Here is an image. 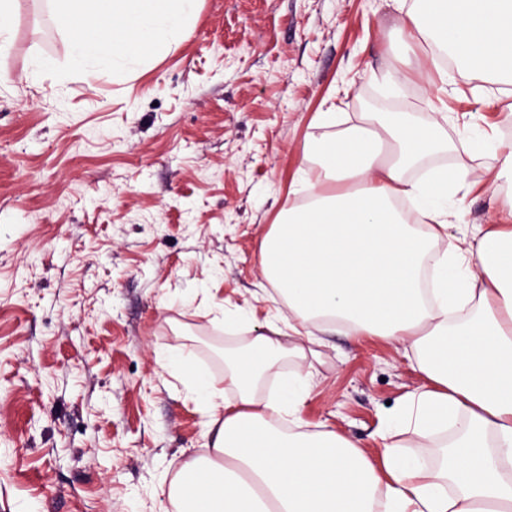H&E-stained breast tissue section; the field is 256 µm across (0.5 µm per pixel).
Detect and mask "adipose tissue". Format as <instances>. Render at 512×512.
<instances>
[{
	"mask_svg": "<svg viewBox=\"0 0 512 512\" xmlns=\"http://www.w3.org/2000/svg\"><path fill=\"white\" fill-rule=\"evenodd\" d=\"M51 3L72 68L134 75L183 41L198 0ZM407 17L406 45L512 84V0H416ZM456 121L451 112L423 124L364 112L308 145L335 188L283 211L261 242L263 274L293 322L228 353L220 388L182 358L205 408L208 452L171 478V512H512V144L467 132L448 142L441 128ZM457 148L485 158L482 182L511 190L497 224L473 226L464 248L448 229L461 222L451 199L469 187L468 169L407 176ZM316 322L404 346L429 382L408 398L404 425L433 444L449 421H463L436 465L402 455L392 426L379 432L375 458L334 429L304 430L311 374L258 396L281 356L306 360L303 329Z\"/></svg>",
	"mask_w": 512,
	"mask_h": 512,
	"instance_id": "1",
	"label": "adipose tissue"
}]
</instances>
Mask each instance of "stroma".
<instances>
[{
    "instance_id": "35a3bbf8",
    "label": "stroma",
    "mask_w": 512,
    "mask_h": 512,
    "mask_svg": "<svg viewBox=\"0 0 512 512\" xmlns=\"http://www.w3.org/2000/svg\"><path fill=\"white\" fill-rule=\"evenodd\" d=\"M412 0H200L183 42L142 75L65 67L48 0H16L0 54V512H163L204 454L202 406L177 360L215 386L224 353L288 308L261 241L305 149L378 112L459 121L475 97L512 141V97L470 70L385 85ZM336 107L335 123L321 112ZM259 396L312 373L300 416L374 451L424 376L394 344L316 330Z\"/></svg>"
}]
</instances>
